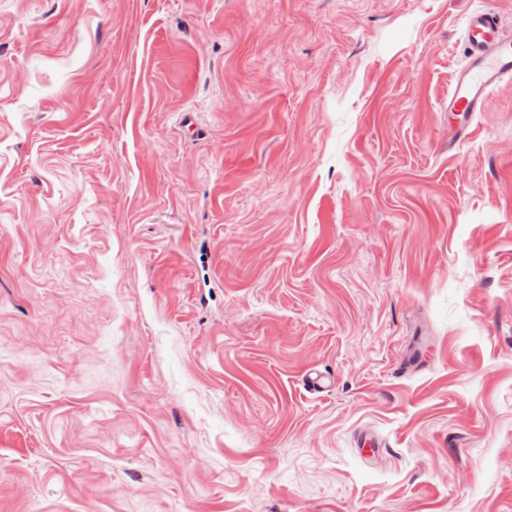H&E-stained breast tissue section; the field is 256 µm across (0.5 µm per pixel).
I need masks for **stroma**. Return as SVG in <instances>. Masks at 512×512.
Listing matches in <instances>:
<instances>
[{"mask_svg":"<svg viewBox=\"0 0 512 512\" xmlns=\"http://www.w3.org/2000/svg\"><path fill=\"white\" fill-rule=\"evenodd\" d=\"M484 7L0 0V512H512ZM467 58L448 91V112L471 116L481 112L489 95L512 80V37L499 16L478 9L465 20Z\"/></svg>","mask_w":512,"mask_h":512,"instance_id":"35a3bbf8","label":"stroma"}]
</instances>
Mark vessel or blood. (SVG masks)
<instances>
[{
	"mask_svg": "<svg viewBox=\"0 0 512 512\" xmlns=\"http://www.w3.org/2000/svg\"><path fill=\"white\" fill-rule=\"evenodd\" d=\"M467 58L448 92V109L462 116L482 111L489 95L512 80V37L499 16L478 9L465 20Z\"/></svg>",
	"mask_w": 512,
	"mask_h": 512,
	"instance_id": "b4317fda",
	"label": "vessel or blood"
}]
</instances>
